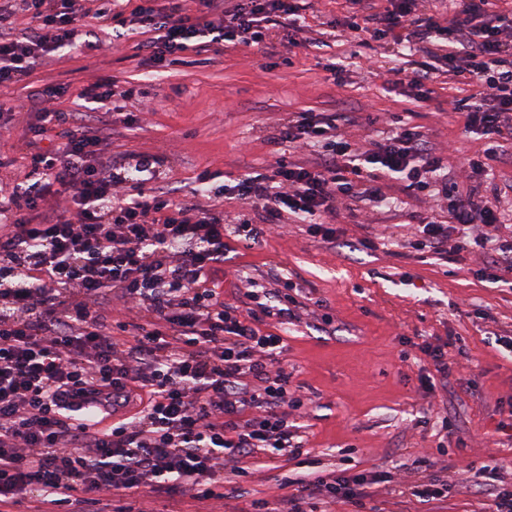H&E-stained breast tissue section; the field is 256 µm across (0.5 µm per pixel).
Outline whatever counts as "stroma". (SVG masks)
Returning <instances> with one entry per match:
<instances>
[{"label":"stroma","mask_w":512,"mask_h":512,"mask_svg":"<svg viewBox=\"0 0 512 512\" xmlns=\"http://www.w3.org/2000/svg\"><path fill=\"white\" fill-rule=\"evenodd\" d=\"M347 9L346 0H314L304 30L270 27L274 54L238 44L194 46L167 67L137 50L142 31L116 38L85 18L101 52L85 57L61 50L22 82L0 89V141L12 157L0 167V181H24L29 171L33 90L53 89L51 111L85 114L84 89L108 81L136 86L140 94L112 115L106 154L128 169L140 159L153 163V186L167 198L191 199L206 172L225 182L265 171L280 158L313 160L311 151L274 142L293 113L306 111L374 116L375 124L345 127L359 142L380 138L387 113H400L448 158L439 182L452 179L461 191L487 196L494 187H512V159L490 176L465 163L481 143L465 133L448 101L479 95V87L441 73L429 100L415 101L409 86L393 81L391 69L404 58L389 39H370L369 63L353 66L358 47L340 30ZM336 62L346 66L337 77L328 70ZM447 207L438 194L418 203L402 193L388 211L364 200L341 210L336 236L327 242L291 223L248 246L227 240L230 259L218 274L226 299L251 307L245 278L269 292L290 288L289 314L270 323L288 330L289 388L306 400L292 420L322 468L368 480L365 512H419L407 489L423 478L413 466L420 456L434 461L433 478L448 487L438 512H485L490 492L512 491V360L503 355L512 342V270L491 284L470 254L445 262L399 246L415 233L420 215L437 217ZM365 235L376 249L358 247ZM425 342L441 347L454 365L431 391L419 380ZM283 463L247 459L255 473L240 497L201 505L151 493L144 506L147 512H253V500L262 498L266 512H279L285 492L276 478Z\"/></svg>","instance_id":"stroma-1"}]
</instances>
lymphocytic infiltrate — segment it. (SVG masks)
Returning <instances> with one entry per match:
<instances>
[{
	"mask_svg": "<svg viewBox=\"0 0 512 512\" xmlns=\"http://www.w3.org/2000/svg\"><path fill=\"white\" fill-rule=\"evenodd\" d=\"M142 0L135 15L158 25L138 43L157 61L192 45L265 46L269 26L300 28L298 0H166L156 15ZM502 0H458L453 16L421 9L420 0H350L349 34L373 31L447 61L454 80L477 85L480 99L452 100L465 132L484 138L467 165L492 170L512 150V17ZM32 35H14L18 18ZM74 0H0V87L17 83L64 46L83 55L87 40ZM58 112H41L29 132L32 179L0 191V512L36 498V512H144L138 491L199 501L240 491L248 468L230 460L304 443L288 412L304 404L291 393L280 330L264 328L270 298L248 295L241 313L214 276L224 239L258 241L266 227L291 215L312 237L332 238L339 209L365 196L391 202L388 178L422 199L442 168L421 127L388 116L379 140L357 145L340 132L352 113L298 112L280 132L292 149H311L313 165L279 160L272 174L249 173L227 186L231 198L260 209L264 225L224 212L208 176L188 201L130 187L105 157L106 124L63 127ZM448 218L422 217L406 245L440 258L481 251L491 269H512V235L495 201L456 197L447 189ZM136 305L135 320L110 319L113 298ZM94 397L105 414L138 398L137 411L105 429L87 423L64 401ZM293 487L282 512L361 500L339 475L283 476Z\"/></svg>",
	"mask_w": 512,
	"mask_h": 512,
	"instance_id": "f902f5d3",
	"label": "lymphocytic infiltrate"
}]
</instances>
